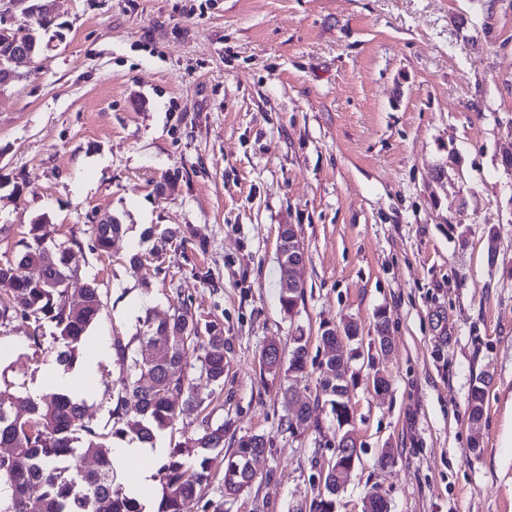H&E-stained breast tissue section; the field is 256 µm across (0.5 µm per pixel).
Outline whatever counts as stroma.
<instances>
[{
	"mask_svg": "<svg viewBox=\"0 0 512 512\" xmlns=\"http://www.w3.org/2000/svg\"><path fill=\"white\" fill-rule=\"evenodd\" d=\"M52 15L0 92V259L37 221L79 241L71 287L103 293L84 356L181 298L223 328L224 384L196 395L225 451L261 434L265 459L234 498L215 468L185 512L308 508L336 422L322 404L286 431L283 391L314 402L321 330L349 322L360 456L336 512L372 491L390 512H512V0H52ZM104 213L125 226L108 256L87 232ZM283 224L305 250L290 315ZM28 333L0 325V387L24 395L46 391L58 351ZM299 334L305 373H263V348ZM118 376L100 362L97 425ZM304 262V256L299 259H293L290 262L288 261V264L285 266V273H284V281L281 288V281H282V275L283 270L280 263V259L278 258V264H279V270H280V281H279V302L281 305V308L286 313L293 312L294 308L297 306L298 301L302 300L304 298V286L303 283L297 279L295 275L296 269L301 266ZM288 282L291 284H297L299 286H302L301 288H288ZM287 288V290H285Z\"/></svg>",
	"mask_w": 512,
	"mask_h": 512,
	"instance_id": "obj_1",
	"label": "stroma"
}]
</instances>
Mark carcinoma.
I'll return each instance as SVG.
<instances>
[{
	"instance_id": "1",
	"label": "carcinoma",
	"mask_w": 512,
	"mask_h": 512,
	"mask_svg": "<svg viewBox=\"0 0 512 512\" xmlns=\"http://www.w3.org/2000/svg\"><path fill=\"white\" fill-rule=\"evenodd\" d=\"M92 250L109 254L112 242L122 233L117 220L110 224H91ZM42 225H30V240L13 261H0V325L21 318L31 329L30 340L41 345L42 328L51 323L57 330L53 339L61 347L57 361L72 366L76 351L94 323L103 304V296L94 283L78 292L68 288L78 265L74 239L48 240L41 234ZM35 266L39 278L23 277L18 268ZM304 298V288L279 289V302L286 313L293 312ZM154 338L165 345L166 356L152 364L145 363L120 337L113 348L120 365V375L113 385L109 418L118 427L100 432L86 418L84 404L73 401L61 391H49L38 397L23 396L0 389V447L12 452L0 457V479L9 483L12 493L3 512H144L143 505L125 495L115 485L109 438L131 436L151 444L175 418L202 406L195 396L194 379L187 372L189 352L197 353L198 379L219 385L224 381L226 342L224 330L212 322H201L186 300L173 305L162 320L147 313L139 321L135 340L143 344ZM262 369L272 376L281 371L294 375L307 367L306 343L294 337V348L283 367L280 351L269 358L261 357ZM347 357L331 356L319 374V391L336 413V379L348 375ZM484 387L475 385L469 395L470 418L483 416ZM289 430L303 429L312 407L286 400ZM267 439L251 434L237 440L229 455L224 450V425L213 426L203 418L201 429L177 442L168 460L159 470L162 499L158 512H183L184 504L196 498L211 478L216 460L224 463V496L235 498L255 481L252 462L265 453ZM92 452L98 468L86 471L81 458ZM196 456L197 465L185 462ZM336 475L327 473L323 490L313 500L310 512H335Z\"/></svg>"
}]
</instances>
